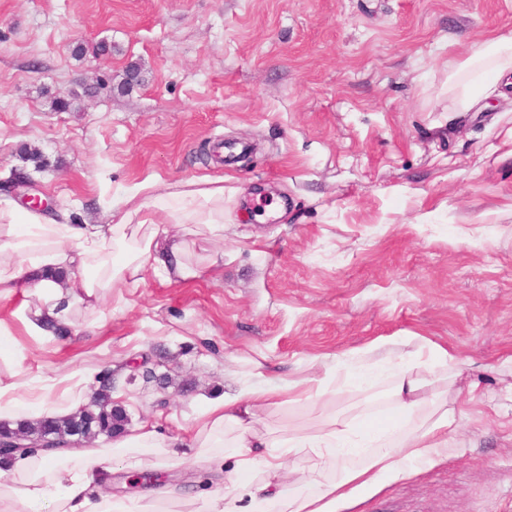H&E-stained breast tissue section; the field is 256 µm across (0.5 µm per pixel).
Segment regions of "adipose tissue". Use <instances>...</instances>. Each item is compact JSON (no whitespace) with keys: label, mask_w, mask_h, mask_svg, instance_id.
Instances as JSON below:
<instances>
[{"label":"adipose tissue","mask_w":512,"mask_h":512,"mask_svg":"<svg viewBox=\"0 0 512 512\" xmlns=\"http://www.w3.org/2000/svg\"><path fill=\"white\" fill-rule=\"evenodd\" d=\"M451 75L467 73L459 87L461 111L488 97L494 87L486 74L512 77V35L493 36L463 60L449 59ZM155 185L136 186L141 202L113 224H71L65 218L35 210L20 211L0 204V302L16 301V308L0 316V357H17L16 333L37 340L53 336V327L71 328L78 305L94 304L120 288L137 287L146 265L167 281L201 276L185 263L181 243L170 240V226H192L208 239L224 236L223 181H186L172 190L155 193ZM27 284L25 300H18L20 284ZM366 378V368L339 362L324 376L281 384L251 386L234 394L204 401L188 429L190 445L207 448L225 427L239 437L228 464L223 487L203 501L204 512H353L362 495L380 491L387 483L447 459L453 448L449 433L456 422L447 400L432 392L438 380L455 381L460 372L448 350L425 343L399 362H391L390 398L401 414L420 416V424L398 435L359 431L353 420L335 417L328 427L290 437L289 452L318 458L304 475L309 493L284 488L283 464L274 449L277 439L258 433L262 414L300 399L318 400L332 382L344 383L350 374ZM70 399L55 402L45 394L26 399L15 395L14 383L0 377V419L63 418L79 410L96 383L95 372H65L56 379ZM169 439L157 425H146L114 437L99 448H73L49 455L15 460L24 479L0 496V512H153L149 500L114 501L97 490L122 448H168ZM339 453L359 455V464L329 479L321 461Z\"/></svg>","instance_id":"ef3b65f1"}]
</instances>
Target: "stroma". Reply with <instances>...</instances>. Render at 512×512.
I'll return each instance as SVG.
<instances>
[{
  "instance_id": "35a3bbf8",
  "label": "stroma",
  "mask_w": 512,
  "mask_h": 512,
  "mask_svg": "<svg viewBox=\"0 0 512 512\" xmlns=\"http://www.w3.org/2000/svg\"><path fill=\"white\" fill-rule=\"evenodd\" d=\"M494 35H512V0H0V180L30 173L77 224L111 223L147 180L224 183L223 240L178 232L209 276L149 269L122 298L79 306L70 338L18 339L19 396L106 364L129 427L166 424L177 462L125 449L102 494L197 512L208 468L186 430L201 396L396 358L409 336L463 372L436 385L460 411L456 450L359 512L512 502V92L461 112L448 78L449 56ZM144 352L166 390L127 383ZM334 414L418 422L381 373L259 429L285 438ZM146 470L163 481L137 487Z\"/></svg>"
}]
</instances>
